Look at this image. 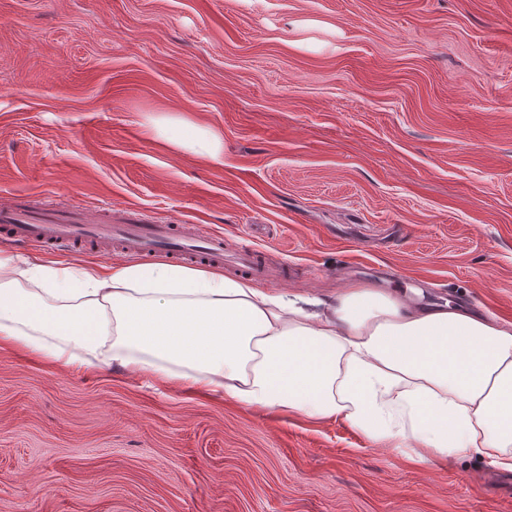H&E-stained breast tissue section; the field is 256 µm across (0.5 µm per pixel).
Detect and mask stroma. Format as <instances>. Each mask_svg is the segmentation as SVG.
<instances>
[{"label": "stroma", "mask_w": 512, "mask_h": 512, "mask_svg": "<svg viewBox=\"0 0 512 512\" xmlns=\"http://www.w3.org/2000/svg\"><path fill=\"white\" fill-rule=\"evenodd\" d=\"M163 117L218 131L223 164ZM2 208L206 225L274 292L370 285L511 324L512 0H0ZM490 472L0 345V512H512Z\"/></svg>", "instance_id": "stroma-1"}]
</instances>
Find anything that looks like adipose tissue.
<instances>
[{
	"label": "adipose tissue",
	"instance_id": "obj_1",
	"mask_svg": "<svg viewBox=\"0 0 512 512\" xmlns=\"http://www.w3.org/2000/svg\"><path fill=\"white\" fill-rule=\"evenodd\" d=\"M0 341L259 411L342 421L418 463L512 472V325L370 287L271 293L164 260L59 268L0 250Z\"/></svg>",
	"mask_w": 512,
	"mask_h": 512
}]
</instances>
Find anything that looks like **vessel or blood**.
<instances>
[{
    "mask_svg": "<svg viewBox=\"0 0 512 512\" xmlns=\"http://www.w3.org/2000/svg\"><path fill=\"white\" fill-rule=\"evenodd\" d=\"M0 233L18 242L45 247L73 248L115 241L143 257L165 254L190 262L224 259L223 235L200 226L188 230L173 224L33 222L17 213L1 210Z\"/></svg>",
    "mask_w": 512,
    "mask_h": 512,
    "instance_id": "b4317fda",
    "label": "vessel or blood"
}]
</instances>
